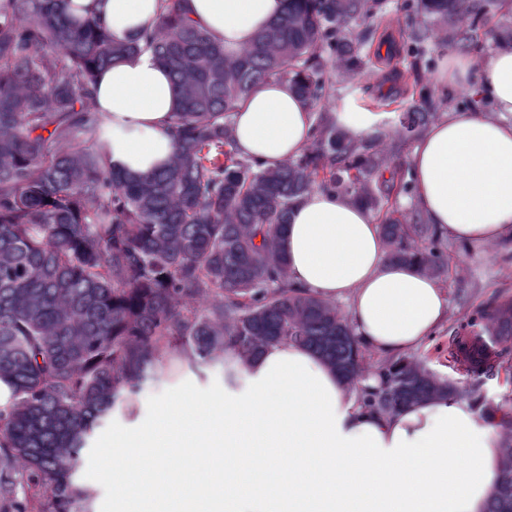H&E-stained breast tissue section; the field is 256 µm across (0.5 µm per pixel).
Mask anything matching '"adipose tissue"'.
Instances as JSON below:
<instances>
[{"instance_id":"obj_1","label":"adipose tissue","mask_w":512,"mask_h":512,"mask_svg":"<svg viewBox=\"0 0 512 512\" xmlns=\"http://www.w3.org/2000/svg\"><path fill=\"white\" fill-rule=\"evenodd\" d=\"M285 0H181L183 13L223 43L247 46ZM99 9L119 41L157 24V0H69ZM441 83L477 89L492 114L471 109L433 124L410 155L413 193L427 223L461 244L512 238V43L480 61L446 57ZM94 106L108 118L117 168L138 176L168 165L177 108L168 70L148 52L97 74ZM314 116L285 81L259 86L233 119L240 156L274 167L311 142ZM291 280L329 303H349L361 345L394 363L448 319L438 281L386 256L374 214L348 196L313 190L292 207L282 237ZM240 395L210 407L191 432L170 424L164 451L135 437L159 479L121 487L122 512H485L503 456L502 416L439 395L382 415L310 350L267 346L244 372Z\"/></svg>"}]
</instances>
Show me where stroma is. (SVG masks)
<instances>
[{
    "label": "stroma",
    "instance_id": "stroma-1",
    "mask_svg": "<svg viewBox=\"0 0 512 512\" xmlns=\"http://www.w3.org/2000/svg\"><path fill=\"white\" fill-rule=\"evenodd\" d=\"M384 11L369 43L360 49L366 66L364 77L355 84L346 81L338 69L327 68L323 79L330 95L319 107L324 110L347 103L376 113L378 120L371 134L387 143L397 136L398 114L418 100L422 89L435 87L447 51L430 44L422 61L414 62L405 49L410 25L404 0H386ZM443 256L448 273L440 284L448 297V321L411 357L429 372L453 382L466 396L472 375L456 355V339L468 335L479 305L512 298V240L494 246L462 245L450 240L443 247ZM224 387L221 367L194 370L183 366L178 357H170L162 380L143 386L134 414L114 412L97 430L89 448L83 450L75 474L85 492L80 512H113L112 454L125 434L138 431L143 437H152L158 428L161 404L179 401L191 407L223 396Z\"/></svg>",
    "mask_w": 512,
    "mask_h": 512
}]
</instances>
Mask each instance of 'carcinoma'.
Segmentation results:
<instances>
[{"label": "carcinoma", "instance_id": "obj_1", "mask_svg": "<svg viewBox=\"0 0 512 512\" xmlns=\"http://www.w3.org/2000/svg\"><path fill=\"white\" fill-rule=\"evenodd\" d=\"M68 0H0V379L14 401L0 410V512H79L74 482L96 429L143 385L163 357L191 368L219 363L234 385L261 350L293 343L347 384L361 349L339 309L297 288L280 249L293 203L321 189L381 216L391 261L444 272L447 234L397 207L413 185L384 177L379 138H352L322 116L298 157L275 167L240 157L235 112L258 86L288 81L314 107L335 62L353 80L359 47L384 0H286L283 14L227 53L180 9L159 0L156 28L116 41L99 17H71ZM498 0H406L436 45L470 49ZM413 30L407 54L425 53ZM148 50L178 93L175 153L162 170L129 177L107 150V118L93 107L95 72ZM449 93L426 91L401 114L402 143L419 135ZM472 325L512 337V300L478 310ZM362 392L381 414L454 394L412 359L380 368ZM485 512H512V423ZM31 493L18 498L17 488Z\"/></svg>", "mask_w": 512, "mask_h": 512}]
</instances>
